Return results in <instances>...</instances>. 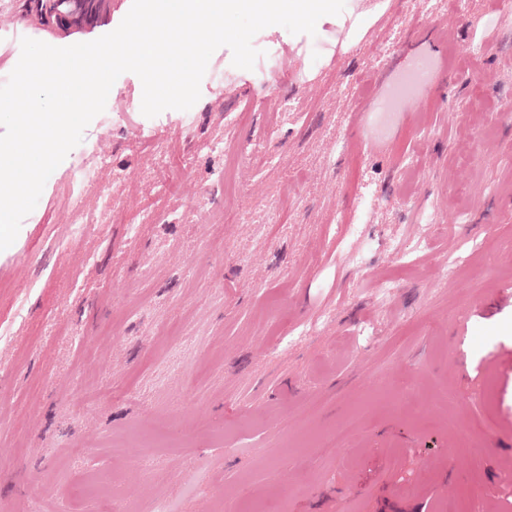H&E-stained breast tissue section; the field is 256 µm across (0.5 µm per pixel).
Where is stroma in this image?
Masks as SVG:
<instances>
[{
	"label": "stroma",
	"mask_w": 512,
	"mask_h": 512,
	"mask_svg": "<svg viewBox=\"0 0 512 512\" xmlns=\"http://www.w3.org/2000/svg\"><path fill=\"white\" fill-rule=\"evenodd\" d=\"M252 44L274 66L218 48L186 111L121 74L94 181L72 149L0 251V512H512V0Z\"/></svg>",
	"instance_id": "stroma-1"
}]
</instances>
